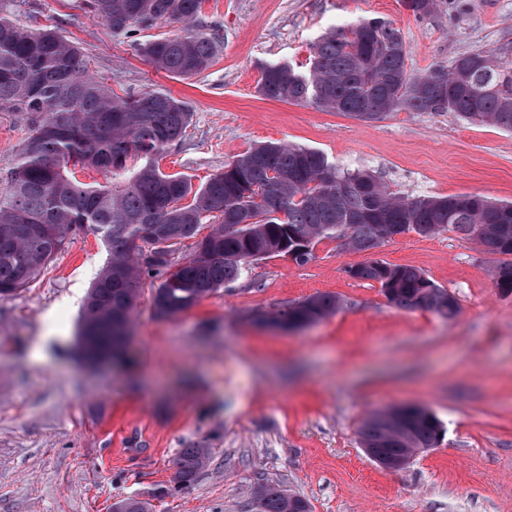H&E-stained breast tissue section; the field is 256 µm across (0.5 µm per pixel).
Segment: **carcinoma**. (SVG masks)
Returning <instances> with one entry per match:
<instances>
[{
  "label": "carcinoma",
  "instance_id": "carcinoma-1",
  "mask_svg": "<svg viewBox=\"0 0 512 512\" xmlns=\"http://www.w3.org/2000/svg\"><path fill=\"white\" fill-rule=\"evenodd\" d=\"M413 3L416 18L439 14L443 0ZM86 8L112 33L131 38L159 23L176 24L170 36L134 42L156 70L189 78L212 64L215 40L193 23L202 0H86ZM489 65H467L470 53L448 65L415 74L407 67L401 28L382 18H363L331 30L312 46L308 63L261 67L258 91L289 104L310 103L361 121L389 112H450L469 124L512 131V62L482 51ZM0 105L25 112L31 131L0 188V298L35 281L78 231L100 237L108 258L87 296L77 340L106 348L130 334L143 279L161 278L153 296L158 316H175L241 278L251 258L283 256L295 234L308 250L293 257L304 265L314 247L330 238L343 249L368 252L396 235L421 237L457 232L492 255H503L496 287L512 292V203L480 195L409 196L391 192L371 172L341 168L322 153L296 144L268 143L240 155L224 171L193 188L178 174L163 172L159 157L181 140L191 112L163 93L118 96L89 71L80 49L49 27L29 28L0 4ZM141 166L128 173L132 158ZM95 168L107 183L79 182L71 167ZM206 234H201L202 230ZM161 237L169 252L142 261L137 242ZM193 251L175 257L178 245ZM349 276L380 284L393 305L451 318L454 298L421 270L384 261L346 269ZM339 299L311 296L271 318L292 330L336 313ZM441 423L427 407L407 409L398 424L372 411L357 430L360 446L381 467L401 470V461L436 446ZM206 460L203 448H188L177 460V477L192 483ZM258 512H308L307 502L276 482L255 490Z\"/></svg>",
  "mask_w": 512,
  "mask_h": 512
}]
</instances>
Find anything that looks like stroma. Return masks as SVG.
Instances as JSON below:
<instances>
[{"mask_svg":"<svg viewBox=\"0 0 512 512\" xmlns=\"http://www.w3.org/2000/svg\"><path fill=\"white\" fill-rule=\"evenodd\" d=\"M16 19L77 44L91 74L117 94L163 92L191 113L161 170L200 186L251 147L303 145L365 169L401 195L481 194L512 201V133L447 112H391L360 121L262 99L261 67L303 65L325 32L367 17L399 26L417 74L458 54L505 49L512 0H459L418 20L402 0H204L197 32L216 35L211 66L190 78L156 70L135 42L159 24L112 34L83 0H10ZM29 133L27 114L0 107V180ZM299 265L251 261L243 276L171 318L157 317L158 279L133 312L129 364H84L76 331L107 259L94 234L74 237L16 296L0 299V512H112L128 498L153 512H256L270 480L310 512H512V293L495 284L497 256L447 231L399 235L363 253L325 239ZM413 266L447 289L451 319L392 305L349 266ZM336 295L334 315L284 332L261 319L308 297ZM423 405L443 427L437 448L404 469L376 465L357 428L373 410ZM186 448L209 458L175 483Z\"/></svg>","mask_w":512,"mask_h":512,"instance_id":"stroma-1","label":"stroma"}]
</instances>
